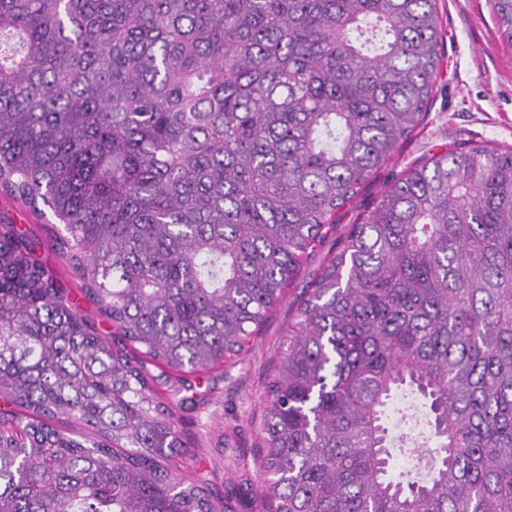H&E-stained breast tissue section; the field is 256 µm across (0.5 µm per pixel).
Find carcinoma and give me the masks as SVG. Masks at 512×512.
<instances>
[{"label":"carcinoma","instance_id":"obj_1","mask_svg":"<svg viewBox=\"0 0 512 512\" xmlns=\"http://www.w3.org/2000/svg\"><path fill=\"white\" fill-rule=\"evenodd\" d=\"M439 28L436 0H0V191L53 213L144 348L99 336L0 218V398L28 414L0 430V512H224L168 467L147 363L240 354L420 126ZM259 428L268 512H512V147L425 157L352 225Z\"/></svg>","mask_w":512,"mask_h":512}]
</instances>
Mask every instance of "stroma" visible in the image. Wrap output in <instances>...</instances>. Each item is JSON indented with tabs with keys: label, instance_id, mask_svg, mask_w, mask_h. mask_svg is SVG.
I'll return each instance as SVG.
<instances>
[{
	"label": "stroma",
	"instance_id": "obj_1",
	"mask_svg": "<svg viewBox=\"0 0 512 512\" xmlns=\"http://www.w3.org/2000/svg\"><path fill=\"white\" fill-rule=\"evenodd\" d=\"M437 6L441 62L434 98L413 137L343 208L334 230L302 266L261 333L246 339L235 364L195 373L173 371L158 383L157 393L174 406L186 449L185 455L170 460L171 470L220 497L225 512H263L258 451L265 386L288 345V326L296 319L305 290L335 252L337 240L396 174L421 158L464 142L512 146V48L498 35L492 0H437ZM1 214L32 239L37 257L68 289L74 306L95 324L100 336L113 338L115 328L84 298L66 260L52 246L62 225L0 192Z\"/></svg>",
	"mask_w": 512,
	"mask_h": 512
}]
</instances>
